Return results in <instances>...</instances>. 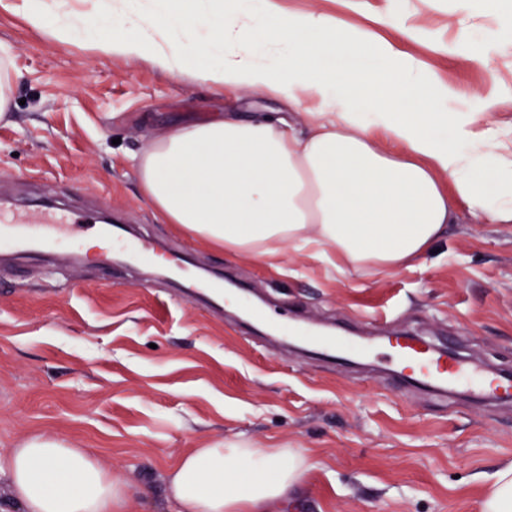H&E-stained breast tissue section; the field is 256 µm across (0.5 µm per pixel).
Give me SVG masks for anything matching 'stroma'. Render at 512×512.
<instances>
[{
  "label": "stroma",
  "instance_id": "obj_1",
  "mask_svg": "<svg viewBox=\"0 0 512 512\" xmlns=\"http://www.w3.org/2000/svg\"><path fill=\"white\" fill-rule=\"evenodd\" d=\"M24 0H0L11 104L0 118V199L42 217L111 216L131 239L164 244L151 262L105 269L89 230L45 257L0 259V455L37 438L86 449L131 493L124 512H173L167 471L194 448H295L305 480L276 512H479L487 481L512 462V401L441 399L400 384L385 364L322 359L254 333L222 299L233 281L280 326H331L353 340L410 333L457 341L469 361L512 371V224L470 217L437 251L396 272L339 273L285 251L280 265L225 253L163 223L132 158L153 135L214 112H283L249 87L215 89L147 58L109 59L84 40L32 30ZM351 25L388 0H275ZM402 50L454 85L466 107L491 88L512 125V54L497 81L454 52L449 0H399Z\"/></svg>",
  "mask_w": 512,
  "mask_h": 512
}]
</instances>
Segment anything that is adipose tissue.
<instances>
[{"label":"adipose tissue","instance_id":"ef3b65f1","mask_svg":"<svg viewBox=\"0 0 512 512\" xmlns=\"http://www.w3.org/2000/svg\"><path fill=\"white\" fill-rule=\"evenodd\" d=\"M457 0L449 23L473 67L494 74L512 52L505 0ZM219 0H160L114 16L111 33L83 15L91 48L106 57H150L180 74L232 41L238 53L203 70L217 88L249 86L281 96L288 116L214 114L157 134L135 172L163 222L180 224L226 252L270 261L283 250L337 271L393 272L427 254L461 213L512 224V128L492 119V94L473 91L466 111L454 89L426 74L397 42L380 39L395 11L368 27L318 11L276 15L258 26L247 11L214 24ZM500 19L495 50L474 47L472 15ZM31 28L57 42L76 32L43 0H27ZM215 25L213 40L191 31ZM452 130L453 142L440 131ZM309 470L281 448H196L166 476L176 512H270ZM0 477L20 512H123L127 488L81 448L38 440L0 457Z\"/></svg>","mask_w":512,"mask_h":512}]
</instances>
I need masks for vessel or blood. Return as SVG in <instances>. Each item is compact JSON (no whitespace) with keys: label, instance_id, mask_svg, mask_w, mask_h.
Here are the masks:
<instances>
[{"label":"vessel or blood","instance_id":"1","mask_svg":"<svg viewBox=\"0 0 512 512\" xmlns=\"http://www.w3.org/2000/svg\"><path fill=\"white\" fill-rule=\"evenodd\" d=\"M74 219L50 220L41 231H33L27 217L11 213L7 202H0V249L29 253L55 245ZM317 351L334 359L347 358L351 352L382 355L397 371L403 372L406 382L452 395L468 391L487 403L512 397V378L479 371L459 359L448 347H438L417 336L387 338L382 347L370 344L352 345L350 339L333 336L314 341Z\"/></svg>","mask_w":512,"mask_h":512}]
</instances>
